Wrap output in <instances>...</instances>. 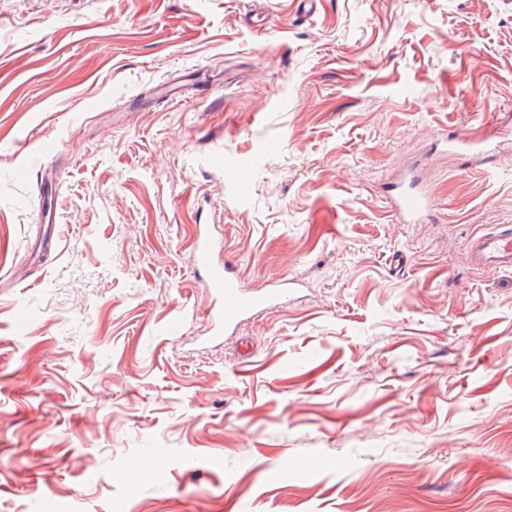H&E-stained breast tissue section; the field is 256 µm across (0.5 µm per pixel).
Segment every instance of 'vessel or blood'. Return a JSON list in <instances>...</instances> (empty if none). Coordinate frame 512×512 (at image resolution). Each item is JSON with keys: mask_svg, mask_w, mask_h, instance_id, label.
<instances>
[{"mask_svg": "<svg viewBox=\"0 0 512 512\" xmlns=\"http://www.w3.org/2000/svg\"><path fill=\"white\" fill-rule=\"evenodd\" d=\"M506 130H498L482 136H452L450 149L476 159L480 164L495 166L501 154L500 140ZM57 182L45 175L40 180V220L54 217V194ZM391 208L401 223L415 224L431 218L435 213L433 200L418 191L412 184H397L392 196ZM469 261L472 265L493 270L512 269V225L495 224L475 234L469 243ZM195 271L206 278L211 292L208 309L215 326L224 330L234 329L247 316L264 309L282 305L288 300V287L246 289L241 285L240 272L229 259L219 260L216 247L209 236L200 234L193 246Z\"/></svg>", "mask_w": 512, "mask_h": 512, "instance_id": "b4317fda", "label": "vessel or blood"}]
</instances>
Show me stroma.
Returning a JSON list of instances; mask_svg holds the SVG:
<instances>
[{
  "label": "stroma",
  "instance_id": "35a3bbf8",
  "mask_svg": "<svg viewBox=\"0 0 512 512\" xmlns=\"http://www.w3.org/2000/svg\"><path fill=\"white\" fill-rule=\"evenodd\" d=\"M265 2L0 0V512H512V135L437 139L512 127V0ZM202 226L287 304L212 335ZM510 134L509 130L498 131L482 136H448L450 149L476 159L480 164L494 167L500 157V142ZM57 182L54 177L45 174L41 177L39 195L41 197V207L39 212L40 222H45L47 219H54V194L56 192ZM394 190L396 192L392 195L391 208L401 223L415 224L434 215V201L416 190L413 180L408 185L400 182ZM472 265L493 270L512 269V225L494 224L475 234L469 243Z\"/></svg>",
  "mask_w": 512,
  "mask_h": 512
}]
</instances>
